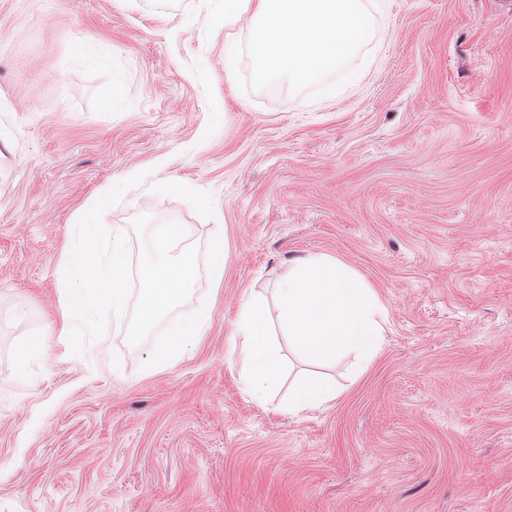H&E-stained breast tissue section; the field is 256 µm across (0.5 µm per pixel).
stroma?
Masks as SVG:
<instances>
[{
	"instance_id": "obj_1",
	"label": "stroma",
	"mask_w": 512,
	"mask_h": 512,
	"mask_svg": "<svg viewBox=\"0 0 512 512\" xmlns=\"http://www.w3.org/2000/svg\"><path fill=\"white\" fill-rule=\"evenodd\" d=\"M200 0H0V512H512V0H389L334 93L242 91ZM92 51L102 62L82 59ZM134 251L187 225L192 295L133 336L77 319L72 349L15 354L60 312L78 214ZM223 226L221 282L209 244ZM323 254L371 283L368 367H315L280 325L281 381L251 397L230 337ZM206 307L187 353L170 322ZM340 395L289 414L294 380ZM209 317V310L201 308L192 319L172 325L166 343L156 353L157 363L164 365L181 357L194 338L200 334Z\"/></svg>"
}]
</instances>
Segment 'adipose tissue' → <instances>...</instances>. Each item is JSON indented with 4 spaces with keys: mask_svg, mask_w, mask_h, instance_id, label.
<instances>
[{
    "mask_svg": "<svg viewBox=\"0 0 512 512\" xmlns=\"http://www.w3.org/2000/svg\"><path fill=\"white\" fill-rule=\"evenodd\" d=\"M114 188H107L78 217L75 240L62 254L60 267V336L75 340L70 319L77 315L122 314L127 304L124 245L102 242L95 234L99 212ZM143 273L138 327L147 329L194 286L193 253L182 224H156L138 255ZM274 303L256 290L245 294L236 318L233 349L248 388L262 400L278 386L280 368L270 342V320L278 318L294 350L319 364H333L351 356L367 366L382 346L384 308L371 284L353 268L322 254L293 261L274 288ZM202 308L185 322L172 325L156 361L164 365L181 357L207 324ZM338 392L316 375L305 376L292 387L290 414L327 406Z\"/></svg>",
    "mask_w": 512,
    "mask_h": 512,
    "instance_id": "ef3b65f1",
    "label": "adipose tissue"
}]
</instances>
